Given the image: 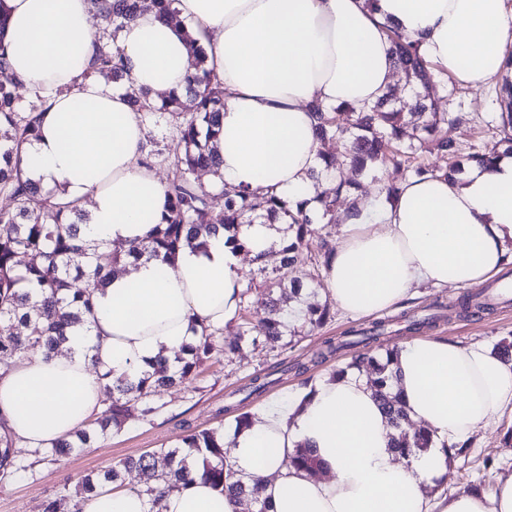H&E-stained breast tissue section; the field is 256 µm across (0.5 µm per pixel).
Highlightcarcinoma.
Masks as SVG:
<instances>
[{"label":"carcinoma","instance_id":"obj_1","mask_svg":"<svg viewBox=\"0 0 512 512\" xmlns=\"http://www.w3.org/2000/svg\"><path fill=\"white\" fill-rule=\"evenodd\" d=\"M104 18L106 28L112 29L113 43L95 42L90 58V73L112 82L125 77V64L120 48L114 44L117 31L124 23L134 19L140 9V0H91ZM390 38L399 68L405 74L415 104L406 108L395 91L386 93L374 106L357 112L354 108L338 107L326 111L314 107L316 131L321 141L342 139L345 148L339 155H322L323 170L315 176L331 181V187L318 197L321 219L335 223L337 206L352 197L360 187L359 178L381 180V172L389 167L403 171L406 179L436 176L416 159L424 152L437 150L448 154V171L457 170V149L447 137V128L461 120L455 112H441L436 107L433 91L436 85L448 88L444 70L435 68L421 53L419 44L392 31ZM22 85L11 69L9 54L0 45V195L9 198L13 207L0 210V324L7 323L13 332L0 336V361L14 354L25 355L30 350L56 349L67 340L69 333L85 325V316L92 314L93 295L102 287L111 271L101 264L82 263V248L77 244L81 224L87 214L77 203L64 202L57 194L46 192L36 182L23 178L21 169L13 159L38 135L42 107L46 99L37 94L23 106L16 95ZM132 106L148 115L167 114L177 121L176 129L184 143V153L175 159L181 171L177 180L166 185L167 206L159 219L153 221L148 234V245L131 246L126 257L135 261L149 255L167 262L184 246H192L204 236L224 229H237L250 224L281 220L294 232V239L281 250L270 249L277 256L273 269L275 277L268 285L266 305L271 317L264 328V340L272 346L284 344L288 335V319L284 317L283 303L294 299L306 305L303 317L312 327L322 325L329 314L328 304L311 302L316 293L315 279L293 275L301 261L302 249L317 219L303 211L302 206L291 208L274 195L264 196V213H255L252 195L233 187L223 186L213 192L197 184L191 175L198 169H214L221 163L216 154L215 140L221 134L224 108V87L213 72L205 66V56L199 55L195 72L187 78L183 93L172 92L159 104L147 95L132 97ZM501 112L495 145L474 153L470 160L489 163L503 149L512 153V102L500 98ZM345 166L352 178L344 179L337 170ZM224 199L222 206L215 200ZM29 261L18 267L19 257ZM288 290L283 298L273 296V289ZM252 326L241 315L229 334L238 340L229 346L235 351L251 337ZM224 329L204 330L200 342L189 346L176 357V364L158 361L153 371L136 378L126 375L112 379V393L116 398L100 416L88 421L72 439L57 442L40 451L51 461L73 448H87L93 441L113 430H120L128 416L127 403L142 405L146 416L154 412L153 397L166 387L192 382L204 360L214 348V338ZM379 340L378 328L352 330L346 339L327 343L332 354L347 347L366 346ZM395 350L385 351L383 360L355 356L336 375L346 370L373 364L376 378L374 388L390 425L398 431L394 448L400 453L411 449L424 451L433 447L430 433L423 429L413 437L403 431L406 419L397 397L386 392L392 378L390 366ZM290 465L311 469L315 460L307 448H298L289 457ZM25 469L16 442L0 435V477L6 478ZM137 470L152 484L144 489L152 504L159 503L158 484L167 489L183 488L200 478L215 489L236 498H245L255 505L256 512H268L260 499L261 483L256 478L230 481L231 470L225 462L224 440L218 432L202 430L181 439V443L168 449L146 452L137 458H124L114 462L101 474L85 475L81 480L86 494L94 492L103 483H116L125 472Z\"/></svg>","mask_w":512,"mask_h":512}]
</instances>
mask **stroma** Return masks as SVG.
I'll list each match as a JSON object with an SVG mask.
<instances>
[{
    "label": "stroma",
    "instance_id": "1",
    "mask_svg": "<svg viewBox=\"0 0 512 512\" xmlns=\"http://www.w3.org/2000/svg\"><path fill=\"white\" fill-rule=\"evenodd\" d=\"M455 87L453 94L438 99L443 111L466 117L464 123L449 126V139L465 153L492 146L499 110L498 82L491 80L473 87L459 81ZM142 122L146 127L145 147L152 152L149 166L163 182H170L178 175L173 161L182 153L183 144L165 118L146 116ZM468 293L465 287L424 285L397 308L360 318L335 307L328 321L313 331L292 323L290 343L278 348L260 338L269 317L267 307L257 299H249L244 313L253 327V338L243 343L237 353L225 354L223 339H216L212 354L196 378L162 391L154 400V413L145 416L140 410H133L121 430L98 439L93 447L55 463H35L25 472L1 479L0 512H45L47 504L60 496L75 499L81 476L102 470L117 459L174 446L184 436L204 429H232L237 414L253 412L266 400L300 397L308 384L330 377L336 368L350 361L352 352L348 349L329 356L324 353L326 340L337 339L347 330L384 323L379 341L363 349L369 356L383 355L393 346L403 347L418 335L490 347L512 336V295L491 302L489 310L466 316L458 304ZM413 316L430 317L434 323L414 333L405 328L406 319ZM257 375L268 376L270 383L264 391L253 393L249 385ZM511 428L512 415L507 414L497 424L471 434L466 454L454 459L448 469L444 492L449 494L472 485L486 488L498 475L512 472V447L503 443L504 434Z\"/></svg>",
    "mask_w": 512,
    "mask_h": 512
}]
</instances>
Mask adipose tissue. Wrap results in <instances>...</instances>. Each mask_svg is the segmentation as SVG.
Wrapping results in <instances>:
<instances>
[{"label":"adipose tissue","mask_w":512,"mask_h":512,"mask_svg":"<svg viewBox=\"0 0 512 512\" xmlns=\"http://www.w3.org/2000/svg\"><path fill=\"white\" fill-rule=\"evenodd\" d=\"M0 42L27 88L47 96L38 137L21 155L25 177L86 203L89 248L144 241L166 205L165 186L140 162L145 127L129 88L181 90L195 38L224 84L226 185L317 209L310 175L320 142L312 105L366 109L397 80L388 27L472 84L505 75L512 51L507 0H177L176 18L151 6L116 39L128 78L89 75L97 40L91 0H5ZM323 272L347 313L368 316L423 285L474 286L512 261V155L467 164L463 174L413 180L394 200L348 211ZM242 255L226 233L181 251L171 265L141 257L96 293L95 318L61 353L20 356L0 369V421L25 447L70 439L99 410L108 375H139L159 357L196 343L203 327L237 319ZM393 390L434 448L407 458L388 447L390 429L365 372L325 379L291 407L271 400L250 426L224 436L235 476L262 478L269 512H512V473L485 489L436 491L446 451L512 410V360L489 347L423 337L404 345ZM320 467L287 465L297 444ZM81 512H150L146 494L105 486ZM160 512H242L203 480L164 494Z\"/></svg>","instance_id":"obj_1"}]
</instances>
